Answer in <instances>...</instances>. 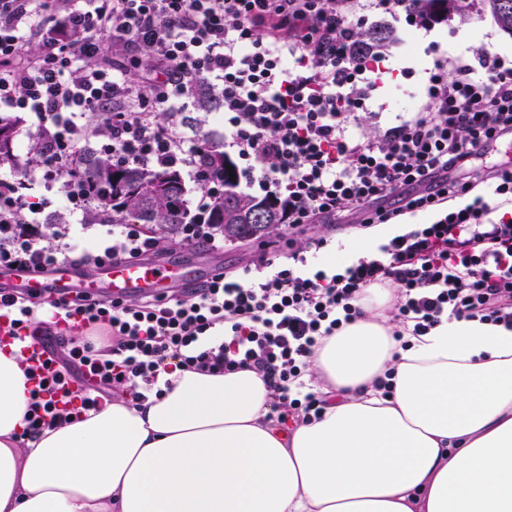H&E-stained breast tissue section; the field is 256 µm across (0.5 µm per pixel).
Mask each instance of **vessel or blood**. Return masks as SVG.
<instances>
[{
  "instance_id": "obj_1",
  "label": "vessel or blood",
  "mask_w": 512,
  "mask_h": 512,
  "mask_svg": "<svg viewBox=\"0 0 512 512\" xmlns=\"http://www.w3.org/2000/svg\"><path fill=\"white\" fill-rule=\"evenodd\" d=\"M200 267L159 266L148 261H119L101 266L98 274L81 279L73 265L65 264L49 272H18L0 268V284L13 291L27 290L28 294L63 296L79 291L91 296L130 299L143 294H162L175 284L186 283L203 276Z\"/></svg>"
}]
</instances>
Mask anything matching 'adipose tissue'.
Instances as JSON below:
<instances>
[{"mask_svg": "<svg viewBox=\"0 0 512 512\" xmlns=\"http://www.w3.org/2000/svg\"><path fill=\"white\" fill-rule=\"evenodd\" d=\"M392 300L367 289L316 350L327 405L289 434L263 373L177 368L162 397H115L23 447L31 383L0 350V512H512V328L445 317L404 344Z\"/></svg>", "mask_w": 512, "mask_h": 512, "instance_id": "ef3b65f1", "label": "adipose tissue"}]
</instances>
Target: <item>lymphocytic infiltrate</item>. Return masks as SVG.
I'll list each match as a JSON object with an SVG mask.
<instances>
[{
	"instance_id": "obj_1",
	"label": "lymphocytic infiltrate",
	"mask_w": 512,
	"mask_h": 512,
	"mask_svg": "<svg viewBox=\"0 0 512 512\" xmlns=\"http://www.w3.org/2000/svg\"><path fill=\"white\" fill-rule=\"evenodd\" d=\"M432 33L447 25L442 0H0V111L27 113L41 156L23 179L0 182V267L44 271L80 258L101 266L155 251L138 224H116L95 250L77 252L70 225L44 232L25 194L36 178L62 185L70 213L97 200L78 142L107 128L113 160L175 167L203 188L197 210L224 190L203 166L178 117L202 91L219 90L224 139L248 188L281 207L284 222L260 268L241 279L213 273L201 286L141 300L86 294L34 301L0 292L12 333L40 341L27 366L31 402L22 435L80 418L109 402L162 396V372L183 367L265 373L280 424L319 417L325 401L304 377L323 338L361 318L365 288L394 285V319L427 334L442 316L512 325V164L483 159L512 138V61L431 43L421 104L381 124L373 105L390 54L362 36L371 14ZM152 64L104 63L106 45ZM372 136H353L363 124ZM432 222L394 237L344 270L312 269L299 242L311 224L344 219Z\"/></svg>"
}]
</instances>
